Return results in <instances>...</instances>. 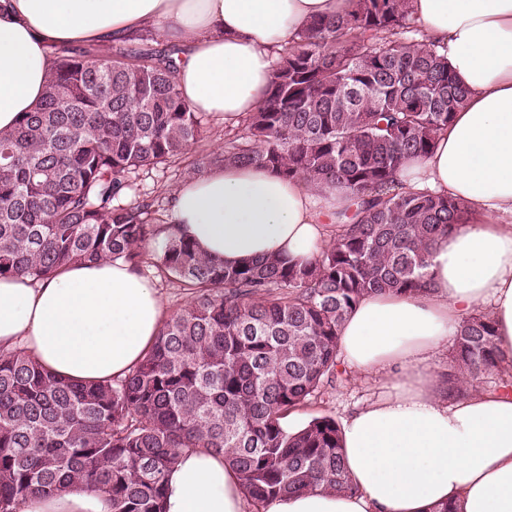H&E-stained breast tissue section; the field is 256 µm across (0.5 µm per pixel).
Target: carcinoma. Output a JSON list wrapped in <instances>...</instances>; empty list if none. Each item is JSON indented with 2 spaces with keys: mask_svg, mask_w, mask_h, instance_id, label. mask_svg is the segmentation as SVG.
Returning <instances> with one entry per match:
<instances>
[{
  "mask_svg": "<svg viewBox=\"0 0 512 512\" xmlns=\"http://www.w3.org/2000/svg\"><path fill=\"white\" fill-rule=\"evenodd\" d=\"M409 0H350L313 19L279 54L265 100L239 117L224 149L192 163L252 165L316 188L344 189L313 262L277 255L226 266L164 227L151 204L125 205L131 178L181 159L203 140L175 81L177 50L136 44L53 52L32 112L0 131V276L34 280L75 263H144L187 295L123 378L62 380L26 351L0 348V512L81 483L112 512H162L183 449L224 454L262 512L288 494H352L341 429L330 415L285 419L342 382L339 329L371 294H418L431 245L471 212L401 178L425 158L466 90L435 46L417 40ZM459 377L504 374L486 312L465 317L452 351Z\"/></svg>",
  "mask_w": 512,
  "mask_h": 512,
  "instance_id": "carcinoma-1",
  "label": "carcinoma"
}]
</instances>
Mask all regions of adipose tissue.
<instances>
[{"label":"adipose tissue","instance_id":"obj_1","mask_svg":"<svg viewBox=\"0 0 512 512\" xmlns=\"http://www.w3.org/2000/svg\"><path fill=\"white\" fill-rule=\"evenodd\" d=\"M349 0H0V131L40 101L61 44L104 49L146 27L179 47L176 81L194 111L233 121L255 111L274 53ZM424 44L441 46L465 104L403 179L464 203L474 215L433 245L430 289L365 296L339 333V359L383 379L385 393L342 421L357 490L320 489L267 512H512V390L453 395L431 370L475 308L490 314L512 369V0H410ZM353 201L268 169L218 167L172 195L170 233L234 265L280 255L303 265ZM165 308L154 283L122 260L73 265L44 281L0 277V347L25 349L72 382L126 375L154 342ZM165 512H247L224 456L186 449L169 472ZM22 512H108L82 484L29 498Z\"/></svg>","mask_w":512,"mask_h":512}]
</instances>
